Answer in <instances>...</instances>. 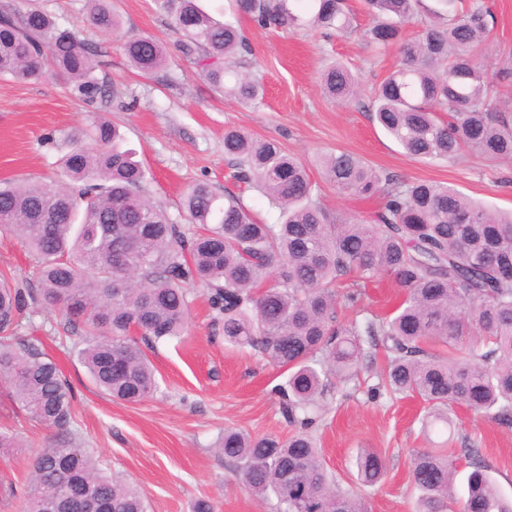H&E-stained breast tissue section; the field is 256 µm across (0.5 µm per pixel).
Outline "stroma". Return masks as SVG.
<instances>
[{"instance_id": "obj_1", "label": "stroma", "mask_w": 512, "mask_h": 512, "mask_svg": "<svg viewBox=\"0 0 512 512\" xmlns=\"http://www.w3.org/2000/svg\"><path fill=\"white\" fill-rule=\"evenodd\" d=\"M17 8H38L59 23L77 26L107 64L106 77L122 94V106H108L99 117L117 125L145 173V193L173 218H181L186 188L198 181L217 193L240 196L267 223L278 209L254 189L234 181L224 154V131L235 126L271 139L305 162L318 198L330 212L370 216L374 199L340 193L324 182L316 164L329 151H345L373 168L407 180H429L455 187L490 210H512V163L489 162L465 154L453 161L420 162L407 157L372 118V89L399 62L397 50L373 60L360 34L331 38L319 31L262 29L239 19L252 48L246 72L262 84L265 97L245 107L224 95L202 71L182 58L172 18L158 0H112L126 36L159 40L168 53L161 71L144 76L128 63L118 41L88 25L84 0H11ZM493 36L481 48L489 76L512 61V0H493ZM345 62L361 83L360 97L341 104L324 96L320 74L333 60ZM87 107L72 99L65 80L47 75L36 83L0 77V179L58 178V159L72 148L65 134L84 128ZM32 259L9 231L0 230V271L15 286L28 287ZM189 334L184 341L159 344L149 357L156 369V395L138 404L99 393L72 349L63 316L43 302L29 306L42 350L60 367L76 393L72 428L99 459L104 472L135 483L150 512H192L196 500H211L215 512H276V498L260 500L237 479L234 462L216 442L225 427L282 438L292 428L279 412L272 389L284 382L281 370L250 350L224 343L214 325L207 292L189 295ZM383 357L364 365L355 382L331 381L325 412L315 431L322 456L338 487H357L355 458L372 448L386 462L376 486L360 489L367 512H413L411 458L419 448L459 452L475 443L500 490L512 496V428H503L463 407L450 411L452 426L424 432L425 403L418 397H382L366 391L378 382ZM0 427L15 431L23 449L0 459V512H21L29 463L49 432L26 417L0 411ZM358 488V487H357Z\"/></svg>"}]
</instances>
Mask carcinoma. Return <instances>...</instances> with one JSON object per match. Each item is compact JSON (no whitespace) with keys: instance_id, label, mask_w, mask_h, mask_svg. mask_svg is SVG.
<instances>
[{"instance_id":"1","label":"carcinoma","mask_w":512,"mask_h":512,"mask_svg":"<svg viewBox=\"0 0 512 512\" xmlns=\"http://www.w3.org/2000/svg\"><path fill=\"white\" fill-rule=\"evenodd\" d=\"M436 2L421 35L404 41L421 0H361L370 18L366 46L378 55L397 44L402 55L374 90V117L418 161H451L466 150L511 162L512 97L502 87L512 86V68L495 83L477 58L492 32L491 5ZM85 7L90 25L120 35L109 0H85ZM160 7L181 35L183 58L242 105L261 102L262 86L237 70L250 52L237 25L213 20L198 0H160ZM234 8L262 29L357 30L348 0H234ZM121 48L140 73L167 65L154 38L130 37ZM95 56L76 28L39 9L0 3V76L36 82L50 71L67 81L74 99L97 108L108 103V84ZM322 86L341 102L359 97L356 75L341 62L326 67ZM78 137L90 145L62 158L65 182L0 181V227L35 261L33 288H17L0 273V384L12 404L50 430L32 458L22 512H43L66 491L96 495L108 512H148L138 489L106 474L76 441L71 387L38 337L19 335L33 295L64 312L96 388L137 403L158 390L148 351L187 334L190 287L206 286L224 342L288 372L275 393L293 434L227 427L218 441L242 484L259 499L274 495L280 512H366L362 494L336 487L312 431L328 377L352 380L380 348L388 363L368 399L412 393L428 403L433 423H448V408L463 404L512 428V214L336 151L319 159L324 180L346 194H379L382 203L368 219L334 215L314 200L300 159L229 128L224 154L233 178L257 188L279 209L280 222L266 224L240 197H221L198 182L183 197L186 226L143 194L144 169L116 125L96 117ZM383 277L401 290L400 303L385 317L362 314L361 285ZM340 305L353 317H341ZM22 447L0 428V457ZM462 452L470 471L461 494L448 455L433 448L413 454L415 512H512L480 449ZM356 467L361 487L385 474L372 448L358 453Z\"/></svg>"}]
</instances>
